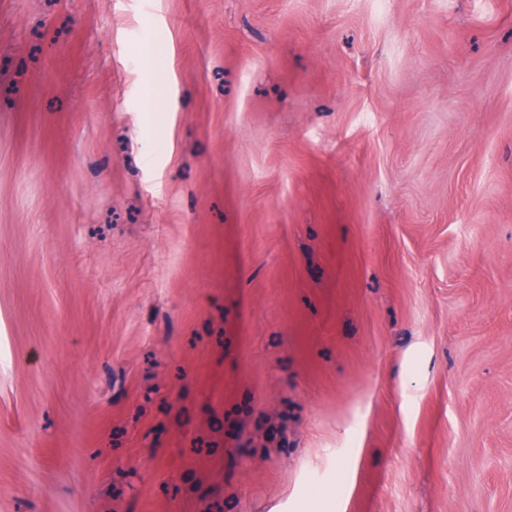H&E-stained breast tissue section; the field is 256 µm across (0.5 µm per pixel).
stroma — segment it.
<instances>
[{"mask_svg": "<svg viewBox=\"0 0 512 512\" xmlns=\"http://www.w3.org/2000/svg\"><path fill=\"white\" fill-rule=\"evenodd\" d=\"M331 484L512 512V0H0V512ZM167 42L164 33L156 32L149 42L136 50L137 63L142 74L140 86V112L143 113L144 129L154 130L161 122L164 112H167L166 100L161 90L159 74L163 62L159 48Z\"/></svg>", "mask_w": 512, "mask_h": 512, "instance_id": "35a3bbf8", "label": "stroma"}]
</instances>
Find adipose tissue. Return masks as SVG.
Instances as JSON below:
<instances>
[{
    "label": "adipose tissue",
    "mask_w": 512,
    "mask_h": 512,
    "mask_svg": "<svg viewBox=\"0 0 512 512\" xmlns=\"http://www.w3.org/2000/svg\"><path fill=\"white\" fill-rule=\"evenodd\" d=\"M166 41V35L158 32L136 51L137 63L142 74L140 110L143 114L144 128L148 131L154 130L159 125L167 110L159 80V74L163 68L159 49Z\"/></svg>",
    "instance_id": "obj_1"
}]
</instances>
